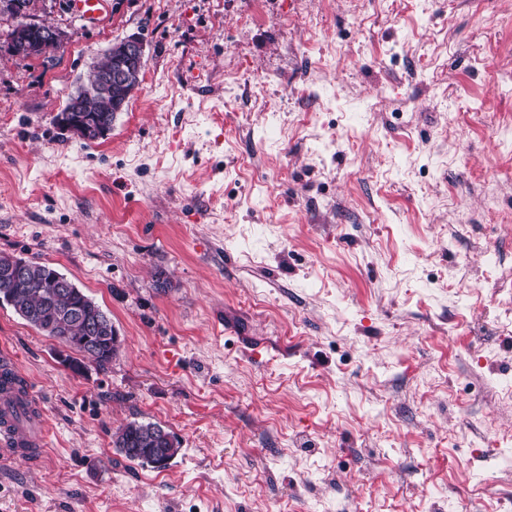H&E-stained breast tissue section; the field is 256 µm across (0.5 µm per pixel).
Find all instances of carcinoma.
<instances>
[{
    "label": "carcinoma",
    "instance_id": "1",
    "mask_svg": "<svg viewBox=\"0 0 512 512\" xmlns=\"http://www.w3.org/2000/svg\"><path fill=\"white\" fill-rule=\"evenodd\" d=\"M42 0H0V21L9 23L8 29L0 32V45L13 56L26 59L32 56L51 55L60 48L58 44L44 42L40 30H32L29 41L17 44L13 41L15 24L23 16L38 14ZM114 58L107 56L89 75L87 86L79 91L84 97L88 112L112 123L114 112L110 101L96 89L99 75L112 70ZM57 270L36 262H27L25 273L19 278L0 276V298L30 325L45 335L57 339L71 350L89 356L100 369L107 368L116 356L117 347L112 332L91 329L98 321L112 322L108 314L93 302L83 291L71 288L62 291L51 287ZM163 426L155 422L133 420L123 424L112 435V443L125 458L155 466L172 460L180 451L178 443L168 446L158 442L155 433Z\"/></svg>",
    "mask_w": 512,
    "mask_h": 512
}]
</instances>
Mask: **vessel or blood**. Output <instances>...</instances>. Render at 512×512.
Masks as SVG:
<instances>
[{
  "instance_id": "1",
  "label": "vessel or blood",
  "mask_w": 512,
  "mask_h": 512,
  "mask_svg": "<svg viewBox=\"0 0 512 512\" xmlns=\"http://www.w3.org/2000/svg\"><path fill=\"white\" fill-rule=\"evenodd\" d=\"M0 370L13 375V402L0 404V459L29 462L40 457L46 444V411L28 380L15 376L11 353H0Z\"/></svg>"
}]
</instances>
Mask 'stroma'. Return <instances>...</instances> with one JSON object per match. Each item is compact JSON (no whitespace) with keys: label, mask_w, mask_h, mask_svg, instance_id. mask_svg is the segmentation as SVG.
<instances>
[{"label":"stroma","mask_w":512,"mask_h":512,"mask_svg":"<svg viewBox=\"0 0 512 512\" xmlns=\"http://www.w3.org/2000/svg\"><path fill=\"white\" fill-rule=\"evenodd\" d=\"M0 51V255L112 319L107 369L0 305L47 411L0 512H512V0H53ZM139 87L54 121L105 50ZM156 422L162 470L112 434ZM44 0H0V21H12L13 24L8 25L6 31L0 32V48H7V52L12 56H18L26 59L32 56L51 55L57 51L61 44H47L44 42L42 33L49 42L63 43L65 36L61 29L55 26L46 25L39 18L23 19V28L19 33L25 36L30 29L29 41L27 44L14 43L12 35L16 24L22 16L37 15L41 10L40 2ZM38 16V15H37ZM42 32V33H41ZM32 46H37L38 50L33 51ZM122 51L123 56L119 65L114 67V58L116 53L119 51L117 44H113L111 48L112 57L106 55L104 60L98 65L93 72L89 75L87 86L83 87L78 93L80 96L84 97L85 108L89 113H95L99 116L104 122L112 124L114 120V112H122L124 105L127 99L121 100L120 98H116L113 102L111 111L110 101L106 99L104 96L100 95L96 89V83L98 81L99 75L102 71L108 70L112 71L103 77V83L106 88L109 90L112 88V96H119L121 94H128L131 89L138 86L141 82L142 69L140 73L137 71H133L135 68H139L142 60V53L144 51L143 42L135 36H130L122 40ZM114 67V70L112 68ZM129 72L126 78V84L123 86H113L112 82L119 83L125 76V73ZM72 113V116L81 114V118L78 120H69L65 118V116L60 115L62 113ZM83 109V105L81 104V100L76 97L73 98L68 104L66 109L63 112H59L57 114L60 115L57 120L56 125L58 128L64 132L65 134H70L74 137H77L82 140L93 141L98 138H103L106 136L110 129L106 127L99 126L97 129L95 128V121L93 115L89 114ZM95 130L96 134L90 136L91 131ZM90 136V137H89ZM89 137V138H88Z\"/></svg>","instance_id":"obj_1"}]
</instances>
